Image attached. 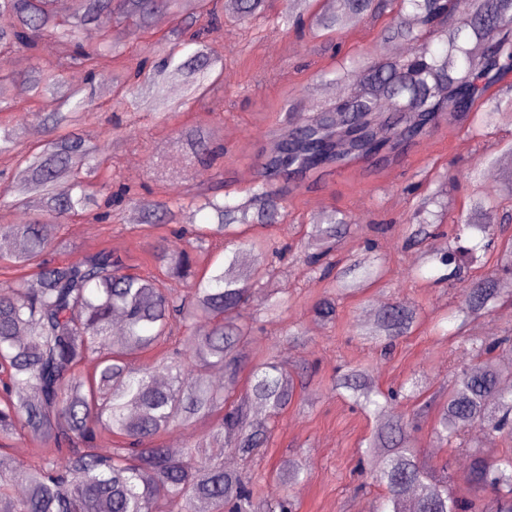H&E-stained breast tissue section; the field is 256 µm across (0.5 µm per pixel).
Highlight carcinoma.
<instances>
[{"label": "carcinoma", "instance_id": "obj_1", "mask_svg": "<svg viewBox=\"0 0 512 512\" xmlns=\"http://www.w3.org/2000/svg\"><path fill=\"white\" fill-rule=\"evenodd\" d=\"M54 0H0V60L23 49L36 59L27 76L34 95L60 87L61 72L80 69L99 76L102 53L119 58L120 46L104 35L94 46L82 43V30L99 16L111 14L136 33L158 14L181 18L174 39L191 33L198 47L187 56L171 49L157 66L121 67L110 76L117 96L143 94L178 81L189 93L203 94L205 81L221 76L223 59L202 41L218 25L199 12L187 13V0H73L71 13L57 14ZM398 9L383 29V38L410 46L399 61L367 59L350 87L347 110L320 105L297 112L285 143L284 157H270L262 179L246 201L205 196L145 202L139 191L124 186L119 201L138 208L144 225L180 224L182 244L151 246L148 254L158 273L127 272L126 258L104 248L55 263L56 229L67 217L99 208L100 162L78 132L88 111L84 88H69L65 112H34L48 131L46 143L17 149L16 128L0 127V152L15 153V175L4 180L5 196L20 206L38 193L44 214L26 224L0 226L15 246L0 247V268L36 269L0 281V437L28 436L39 444L31 461L0 451V512H294L289 495L278 493L254 503L252 474L224 468V446L248 461L265 447L272 426L295 396L296 382L275 357L253 366L244 351L248 327L240 312L251 291L267 288L275 277L273 259L288 245L262 237L244 239L243 228L279 224L285 217V191L274 181L307 173L332 160L317 152L336 140L342 159L377 153L390 144L428 132L441 113L452 118L468 112L487 81L512 71V0H471V15L455 18V0H344L340 13L314 8L316 0H286L282 18L313 31H342L384 11ZM268 0H229V15L239 24L265 17ZM65 46L56 61L42 62L43 38ZM495 50H485L487 41ZM512 118V89L483 102L471 133L488 137V128ZM193 157L207 166L224 147L209 129L182 133ZM512 197V174L492 186H478L470 210L452 219L443 249L421 250L422 263L438 262L458 271L481 262L477 247L462 242L473 233L494 244L488 225L505 233L512 212L498 215L496 199ZM446 193L419 199L409 224L407 246L433 236L431 225L445 222ZM437 210H432V207ZM208 210L213 223L185 224L186 214ZM342 213L326 212L312 225L303 262L321 279H333L338 293L360 291L381 276V258L366 253L336 268L329 255L336 239L351 231ZM220 244L224 256L201 275L193 270L192 252ZM495 268L462 289V312L489 316L512 301V239L499 250ZM192 280L185 293L166 279ZM323 321L336 316V298L326 296L312 307ZM416 312L406 303L380 310L359 335L374 345H390L412 329ZM469 357L457 364L448 392L439 405L437 442L464 451V479L475 492L491 491L494 507L458 498L440 475L414 452L412 422L395 411L392 397L380 392L371 374L350 369L337 387L356 405L374 415L377 428L358 453L364 469L385 485L386 498L375 512H512V452L487 454L466 442L479 426L492 436L512 431V376L496 362V352L512 347V336L468 337ZM255 404L267 410L264 420L250 418ZM208 420L211 428L181 454L170 452L161 435ZM113 439L111 453L98 452V439Z\"/></svg>", "mask_w": 512, "mask_h": 512}]
</instances>
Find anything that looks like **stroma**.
<instances>
[{
  "instance_id": "35a3bbf8",
  "label": "stroma",
  "mask_w": 512,
  "mask_h": 512,
  "mask_svg": "<svg viewBox=\"0 0 512 512\" xmlns=\"http://www.w3.org/2000/svg\"><path fill=\"white\" fill-rule=\"evenodd\" d=\"M282 0H273L266 18L249 26L224 25L212 35L213 45L224 59L221 83L205 98L189 102L184 92L171 95L174 112L157 114L132 96L116 102L110 83L93 89L91 111L82 116L80 133L97 147L106 177L113 184L138 187L152 200H189L200 193H216L244 199L263 165L271 156V143L282 142L291 115L311 94L334 102L348 88L333 82L318 83L319 73L332 70L340 58L384 56L380 39L394 10L373 23H361L338 34L289 31L281 19ZM174 25L171 16L157 18L152 26L131 33L115 19L98 22L81 34L84 44L99 41L111 32L123 59L133 66L150 48L167 46ZM33 60L28 53L10 56L8 69L0 73V103L10 105L14 116L24 117L21 147L45 143L47 132L38 131L35 112H53L56 96L16 94L25 83ZM472 113L454 120H441L430 134L408 141L401 149L379 159H356L336 167L327 165L307 177L288 181V217L271 229L274 241L291 244L281 262L276 288L285 300L280 317L264 315L266 293L253 292L244 323L250 330L247 350L251 363L279 355L292 372L314 368L307 386L298 389L292 404L277 421L270 444L251 465L256 490L268 496L288 490L297 512H370L386 490L373 484L369 474L357 470V448L366 446L376 429L374 417L352 408L333 384L340 369H370L380 390L396 389L414 376L426 377L432 387H447L455 360L466 349L463 337L480 338L512 334V303L493 315L469 319L465 325L451 320L461 302V291L442 279L446 269L436 263L420 265L417 250L406 248L405 220L417 200L416 189L426 188L437 174L450 172L457 179L450 193V207L460 214L469 208L474 186L467 174L479 163L486 143L473 138ZM120 126V141L109 131ZM201 126L213 128L224 143V155L211 168L190 159L182 131ZM345 214L353 223L351 233L336 244L335 256L347 259L374 249L383 261V274L361 292L337 299L333 324L317 323L310 310L317 300L331 294L330 282L315 279L304 265L301 248L311 224L329 210ZM137 209L127 207L120 219L100 224L86 215L59 224V240L78 251L94 252L114 247L130 258L145 257L149 245L163 241L175 244L167 226L138 225ZM406 301L417 311V320L407 336L399 338L389 354L362 340L357 327L365 323L368 308H381ZM302 327L307 339L289 343L283 333ZM434 416L422 418L413 432V446L421 460L433 468H447L448 482L457 496H468L463 480L465 461L452 449L432 441ZM305 467L303 479L282 487L279 475L292 461Z\"/></svg>"
}]
</instances>
